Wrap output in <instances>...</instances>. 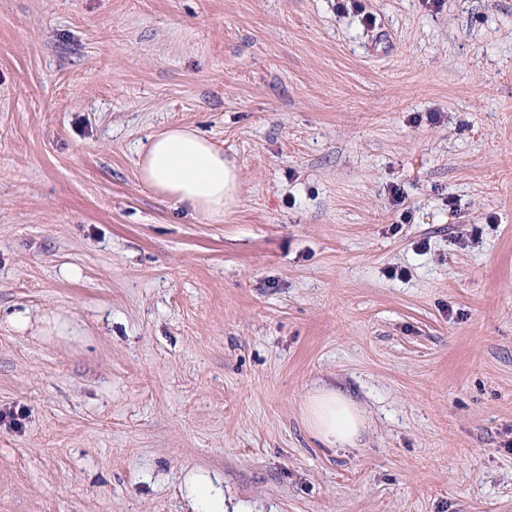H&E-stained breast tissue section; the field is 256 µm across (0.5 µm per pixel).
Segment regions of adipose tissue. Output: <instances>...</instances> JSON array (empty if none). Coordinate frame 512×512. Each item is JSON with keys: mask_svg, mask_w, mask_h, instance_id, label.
I'll return each mask as SVG.
<instances>
[{"mask_svg": "<svg viewBox=\"0 0 512 512\" xmlns=\"http://www.w3.org/2000/svg\"><path fill=\"white\" fill-rule=\"evenodd\" d=\"M144 182L208 219L229 214L239 200L240 170L195 129L174 127L153 138L140 164ZM305 423L324 445H353L364 430V413L346 395L321 388L304 405Z\"/></svg>", "mask_w": 512, "mask_h": 512, "instance_id": "adipose-tissue-1", "label": "adipose tissue"}]
</instances>
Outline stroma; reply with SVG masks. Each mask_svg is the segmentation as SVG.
I'll list each match as a JSON object with an SVG mask.
<instances>
[{
	"label": "stroma",
	"instance_id": "stroma-1",
	"mask_svg": "<svg viewBox=\"0 0 512 512\" xmlns=\"http://www.w3.org/2000/svg\"><path fill=\"white\" fill-rule=\"evenodd\" d=\"M175 126L224 220L141 181ZM8 408L0 512H512V0H0ZM144 182L208 219L237 205L241 184L234 160L224 157L191 127H174L153 138L140 164ZM312 436L329 448L352 446L367 424L364 413L342 392L322 387L304 405ZM186 496L193 512H228L224 489L208 476L190 478Z\"/></svg>",
	"mask_w": 512,
	"mask_h": 512
}]
</instances>
